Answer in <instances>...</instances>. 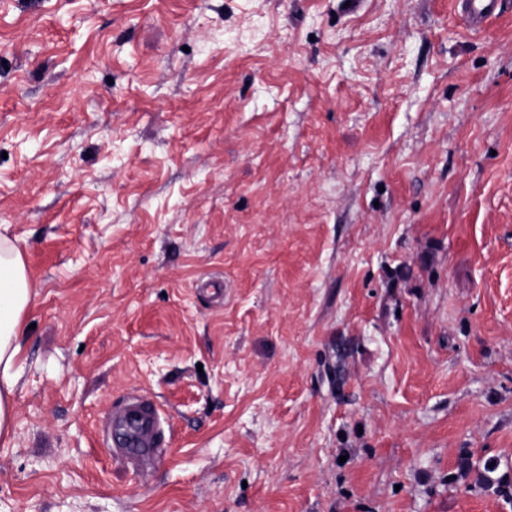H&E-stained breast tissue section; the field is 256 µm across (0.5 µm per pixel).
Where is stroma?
Masks as SVG:
<instances>
[{"label": "stroma", "instance_id": "1", "mask_svg": "<svg viewBox=\"0 0 512 512\" xmlns=\"http://www.w3.org/2000/svg\"><path fill=\"white\" fill-rule=\"evenodd\" d=\"M0 226V512H512V0H0ZM457 13L471 31H481L496 14L501 0H455ZM32 297V286L21 251L0 235V438L9 436L14 417L15 367L22 351V318ZM161 424L153 401L145 395L133 396L112 412V425L123 436V455L136 463L151 462L161 456Z\"/></svg>", "mask_w": 512, "mask_h": 512}]
</instances>
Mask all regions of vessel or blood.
Returning a JSON list of instances; mask_svg holds the SVG:
<instances>
[{
  "label": "vessel or blood",
  "mask_w": 512,
  "mask_h": 512,
  "mask_svg": "<svg viewBox=\"0 0 512 512\" xmlns=\"http://www.w3.org/2000/svg\"><path fill=\"white\" fill-rule=\"evenodd\" d=\"M501 0H455V7L467 28L480 31L496 14ZM112 424L122 434V452L129 460L146 463L157 460L163 445L161 418L153 401L136 395L114 409Z\"/></svg>",
  "instance_id": "obj_1"
}]
</instances>
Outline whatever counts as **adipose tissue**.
<instances>
[{"label": "adipose tissue", "instance_id": "ef3b65f1", "mask_svg": "<svg viewBox=\"0 0 512 512\" xmlns=\"http://www.w3.org/2000/svg\"><path fill=\"white\" fill-rule=\"evenodd\" d=\"M31 297L25 259L10 239L0 235V438L9 436L13 425L22 318Z\"/></svg>", "mask_w": 512, "mask_h": 512}]
</instances>
